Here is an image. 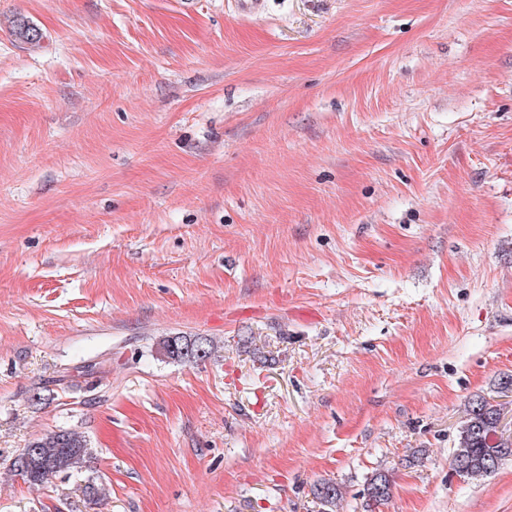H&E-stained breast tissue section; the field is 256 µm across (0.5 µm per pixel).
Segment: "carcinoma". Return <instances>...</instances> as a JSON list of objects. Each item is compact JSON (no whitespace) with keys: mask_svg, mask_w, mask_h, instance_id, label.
<instances>
[{"mask_svg":"<svg viewBox=\"0 0 512 512\" xmlns=\"http://www.w3.org/2000/svg\"><path fill=\"white\" fill-rule=\"evenodd\" d=\"M160 349L167 358L196 362L211 356L213 346L207 340H188L182 336L166 337ZM466 418L459 431L458 446L451 463L464 466V476L477 479L498 469L503 461L512 459V436L499 429L501 409L490 401L476 397L468 401ZM88 457L86 441L77 432H50L28 443L12 462L14 471L38 485L49 477L79 471ZM313 495L326 505H335L342 498L341 487L333 482L314 484ZM365 512L385 504L391 497V479L386 472L375 473L364 490Z\"/></svg>","mask_w":512,"mask_h":512,"instance_id":"carcinoma-1","label":"carcinoma"}]
</instances>
